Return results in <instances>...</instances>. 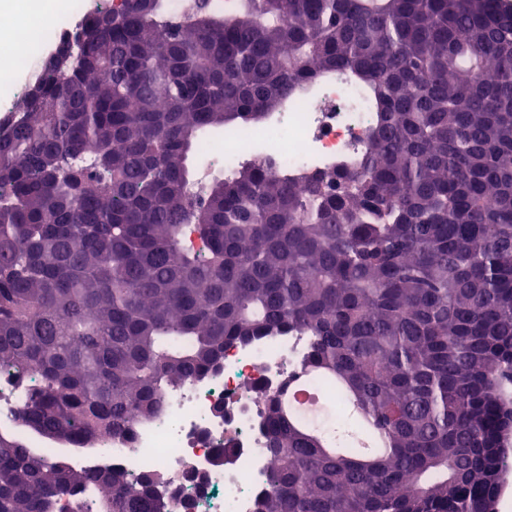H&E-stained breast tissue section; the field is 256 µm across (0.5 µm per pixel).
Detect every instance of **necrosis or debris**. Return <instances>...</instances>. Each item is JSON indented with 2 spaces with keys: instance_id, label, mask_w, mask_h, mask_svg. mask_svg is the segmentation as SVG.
<instances>
[{
  "instance_id": "1",
  "label": "necrosis or debris",
  "mask_w": 512,
  "mask_h": 512,
  "mask_svg": "<svg viewBox=\"0 0 512 512\" xmlns=\"http://www.w3.org/2000/svg\"><path fill=\"white\" fill-rule=\"evenodd\" d=\"M53 2L26 0L20 15L0 11V30L24 26L45 44L41 52L28 46L16 50L9 70H0V85L13 92L0 99L1 124L14 120V101L29 92L47 51L66 41L87 15L112 6V0H70L68 10L59 13ZM374 119L357 85L323 77L267 125L203 137L196 180L203 184L215 171L229 175L253 162L303 182L309 174L335 168L339 160L359 157ZM308 347L309 336L301 330L228 347L210 375L168 386L154 417L130 414L126 433L108 438L104 450L74 456L72 463L91 471L158 474L177 492L172 512H255L257 499L269 491L267 476L274 465L258 391L278 390L288 374L300 368ZM38 386L34 374L0 368L1 425L20 427V416ZM227 442L234 455L216 467L214 451Z\"/></svg>"
}]
</instances>
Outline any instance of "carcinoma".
<instances>
[{"mask_svg":"<svg viewBox=\"0 0 512 512\" xmlns=\"http://www.w3.org/2000/svg\"><path fill=\"white\" fill-rule=\"evenodd\" d=\"M167 0L87 17L0 127V512H170L160 477L69 453L157 413L224 349L299 328L342 413L262 393L255 512H497L512 475V9L502 0ZM376 119L305 190L256 163L192 191L208 129L329 73ZM33 439L48 442L34 448ZM207 6L214 10H224L223 0H169L166 20L172 24L183 22L189 15L201 7ZM38 387L34 374L0 368V424L22 430L20 416Z\"/></svg>","mask_w":512,"mask_h":512,"instance_id":"cac0c4a2","label":"carcinoma"}]
</instances>
